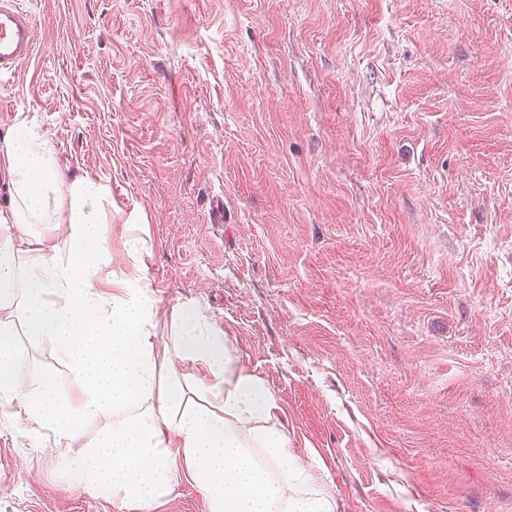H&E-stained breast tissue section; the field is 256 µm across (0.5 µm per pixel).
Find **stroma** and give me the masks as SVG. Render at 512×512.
Listing matches in <instances>:
<instances>
[{
	"label": "stroma",
	"instance_id": "1",
	"mask_svg": "<svg viewBox=\"0 0 512 512\" xmlns=\"http://www.w3.org/2000/svg\"><path fill=\"white\" fill-rule=\"evenodd\" d=\"M22 2L0 136L109 186L100 291L222 329L336 512H512V0ZM18 429L0 512H119ZM154 512L210 503L187 472Z\"/></svg>",
	"mask_w": 512,
	"mask_h": 512
}]
</instances>
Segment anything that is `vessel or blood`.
Segmentation results:
<instances>
[{
	"instance_id": "obj_1",
	"label": "vessel or blood",
	"mask_w": 512,
	"mask_h": 512,
	"mask_svg": "<svg viewBox=\"0 0 512 512\" xmlns=\"http://www.w3.org/2000/svg\"><path fill=\"white\" fill-rule=\"evenodd\" d=\"M35 53V23L16 0H0V77L14 75Z\"/></svg>"
}]
</instances>
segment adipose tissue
<instances>
[{
  "label": "adipose tissue",
  "mask_w": 512,
  "mask_h": 512,
  "mask_svg": "<svg viewBox=\"0 0 512 512\" xmlns=\"http://www.w3.org/2000/svg\"><path fill=\"white\" fill-rule=\"evenodd\" d=\"M10 203L0 212V399L17 401L21 436L50 431L49 448L84 489L108 491L119 508L154 512L189 469L211 512H336L335 499L302 467L261 378L240 366L220 330L196 310L174 309L165 346L157 310L142 288L112 299L96 288L107 242L109 187L89 174L62 173L47 141L25 121L0 138ZM54 235L45 238L43 226ZM48 339L76 373L75 398L59 396L52 375L20 369L19 326ZM204 367L189 381L176 361ZM111 416L85 438L88 418Z\"/></svg>",
  "instance_id": "1"
}]
</instances>
